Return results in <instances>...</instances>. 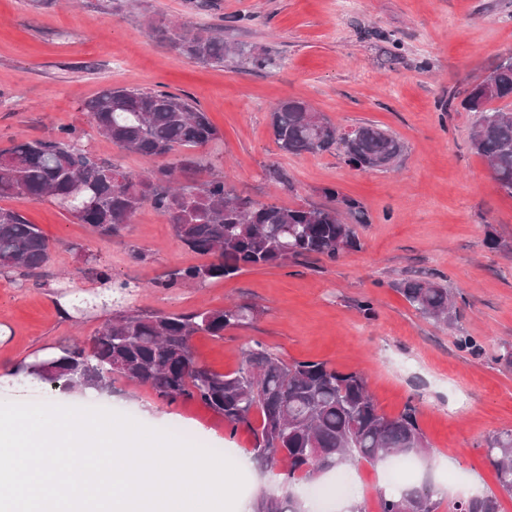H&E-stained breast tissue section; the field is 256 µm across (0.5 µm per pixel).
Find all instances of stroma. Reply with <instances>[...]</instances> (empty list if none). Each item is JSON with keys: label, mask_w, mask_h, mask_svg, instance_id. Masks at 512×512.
<instances>
[{"label": "stroma", "mask_w": 512, "mask_h": 512, "mask_svg": "<svg viewBox=\"0 0 512 512\" xmlns=\"http://www.w3.org/2000/svg\"><path fill=\"white\" fill-rule=\"evenodd\" d=\"M172 20L267 48L278 65L264 73L195 63L155 37L153 25ZM511 52L512 0H0V150L73 127L93 156L141 172L145 159L99 136L81 107L107 86L167 90L189 96L220 132L193 151L203 177L228 178L253 201L288 206L323 204V189L336 188L367 218L361 249L337 261L301 258L167 291L149 280L206 258L178 242L151 207L121 236L103 237L50 199L4 200L42 229L52 249L39 280L0 272V402L53 397L85 407L84 395L20 381L12 369L73 339L91 343L108 316L88 305L101 292L96 274L104 268L133 284L128 305L148 311L260 306L249 326L220 339L195 337L199 360L233 372L246 344L259 341L297 360L362 372L381 412L419 407L428 455L446 469L437 475L424 464L415 479L448 483L440 512H451L462 486L494 493L501 512H512V494L480 449L512 428V364L501 358L512 345V197L471 149L472 115L458 105ZM289 97L340 130L364 121L388 130L404 146L396 168L359 171L335 152H282L270 112ZM87 250L94 262H85ZM411 277L451 286L457 331L415 313L395 288ZM460 333L484 339V351L460 350ZM107 403L149 428L180 424L208 447L232 449L247 460L243 494L256 500L268 490L269 475L250 459L251 434L230 432L202 403L168 405L124 379ZM342 472L348 483L332 501L317 496L316 483L301 487L310 512H343L349 496L375 508L383 486L377 467L364 462Z\"/></svg>", "instance_id": "stroma-1"}]
</instances>
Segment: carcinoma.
I'll use <instances>...</instances> for the list:
<instances>
[{"instance_id":"1","label":"carcinoma","mask_w":512,"mask_h":512,"mask_svg":"<svg viewBox=\"0 0 512 512\" xmlns=\"http://www.w3.org/2000/svg\"><path fill=\"white\" fill-rule=\"evenodd\" d=\"M156 36L203 64L233 60L263 71L277 65L266 49L228 43L184 26L160 25ZM512 98V54L464 94L461 107L474 115L472 150L487 160L499 187L512 196V112L492 106ZM82 111L102 137L144 158L163 160L136 175L91 157L72 128L52 136L26 139L0 151V199L14 195L49 198L92 226L101 236L128 228L145 204L171 225L189 250L209 255L208 264L171 270L152 282L173 289L230 278L247 268L278 267L301 257L335 261L360 247L357 224L340 209L361 213L359 204L334 188L324 190L329 204L283 206L241 196L222 177L195 180L197 164L177 158L182 147H201L219 139L206 113L185 95L164 90L106 87ZM271 128L278 148L288 154H321L333 149L356 170H385L402 154L403 144L387 130L361 123L345 134L308 103L295 98L272 109ZM49 240L40 228L12 209L0 207V270L25 279L48 261ZM112 293L128 292L105 269L97 272ZM397 291L423 319L450 328L458 321L448 286L429 278L404 279ZM263 310L252 304L192 312H149L118 306L101 323L90 346L63 345L54 356L23 363L13 375L40 381L68 393L94 389L108 394L116 379L150 387L162 402L197 400L236 431L253 437L258 466L271 473L272 489L254 512H303L293 488L344 465H376L398 456L424 455L429 443L411 402L395 416L378 410L365 377L343 372L325 361L286 360L254 341L244 348L242 366L219 373L198 361L193 339L215 338L244 327ZM484 455L499 485L512 493V429L485 441ZM429 481L412 488L379 492L380 512H438L441 501ZM461 512H500L496 496L474 495Z\"/></svg>"}]
</instances>
